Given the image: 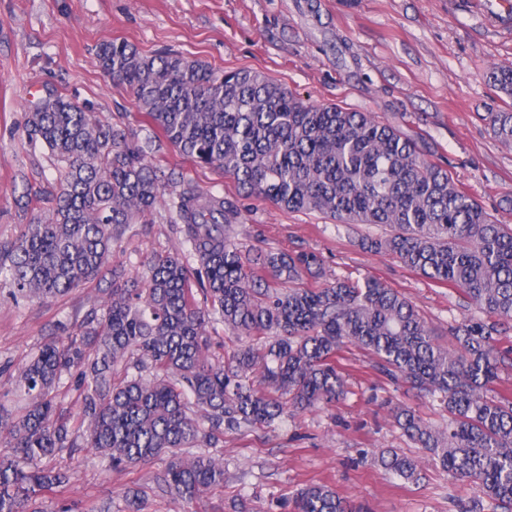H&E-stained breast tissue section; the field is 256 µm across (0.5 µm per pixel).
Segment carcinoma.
I'll use <instances>...</instances> for the list:
<instances>
[{"mask_svg": "<svg viewBox=\"0 0 512 512\" xmlns=\"http://www.w3.org/2000/svg\"><path fill=\"white\" fill-rule=\"evenodd\" d=\"M104 74L125 85L138 110L180 153L222 172L240 196L342 224L382 225L364 249L396 258L436 284L458 288L484 314L448 324V343L399 291L377 279L306 286L320 278L313 252L245 250L236 199L218 197L151 162L152 140L100 120L55 91L30 103L25 130L63 172L48 215L0 245V278L13 301L49 300L102 277L109 288L64 336L45 342L21 367L23 413H0V512H45L65 498L69 476L39 465L83 446L110 466L167 457L159 488L193 502L224 488V465L193 448L226 434L272 425L286 411L336 404L346 394L340 358L368 351L378 373L440 402L435 427L405 404L394 425L453 478L478 483L512 512V397L494 392L512 366V227L501 224L430 159L432 150L370 112L307 102L269 76L216 71L176 53L145 55L118 39L95 50ZM487 81L512 97V67ZM486 120L512 143V112ZM168 196L195 265L179 254L151 257L141 276L108 257L125 225L150 224ZM202 296L197 301L196 296ZM232 335L211 353L209 326ZM74 379V415L55 390ZM391 475L421 479L419 462L391 448ZM291 512H359L333 488L309 484Z\"/></svg>", "mask_w": 512, "mask_h": 512, "instance_id": "obj_1", "label": "carcinoma"}]
</instances>
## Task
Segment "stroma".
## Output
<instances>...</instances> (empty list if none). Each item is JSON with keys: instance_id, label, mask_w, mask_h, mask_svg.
Wrapping results in <instances>:
<instances>
[{"instance_id": "obj_1", "label": "stroma", "mask_w": 512, "mask_h": 512, "mask_svg": "<svg viewBox=\"0 0 512 512\" xmlns=\"http://www.w3.org/2000/svg\"><path fill=\"white\" fill-rule=\"evenodd\" d=\"M119 38L142 53L173 52L219 71L249 70L282 83L304 100L373 113L432 147L456 182L500 223L512 226V144L483 119L512 112V98L493 90L486 73L512 66V0H0V243L17 240L45 215L59 173L48 149L28 140L25 122L34 97L56 89L90 105L102 119L123 122L154 138L153 161L201 188L236 196L232 179L181 155L143 117L126 88L102 73L101 41ZM34 198H24L23 185ZM237 240L275 252L314 251L327 280L374 277L405 295L436 328L479 317L460 290L434 284L396 258L362 249L376 226H348L316 213L291 212L267 201L242 202ZM188 247L157 206L149 224H131L109 258L131 274L146 257ZM99 281L67 295L15 304L0 281V401L20 405L10 390L19 367L59 323L80 321L97 306ZM344 401L283 418L243 436L225 435L211 454L224 461V489L184 504L156 489L163 460L108 469L88 449L43 459L70 476L66 499L74 512L112 501L124 508L126 488L140 489L143 512H279L276 500L321 483L366 512H458L481 498L479 487L428 464L416 484L390 476L382 450H418L389 416L390 402L412 406L441 424L438 403L379 377L372 357L347 347Z\"/></svg>"}]
</instances>
